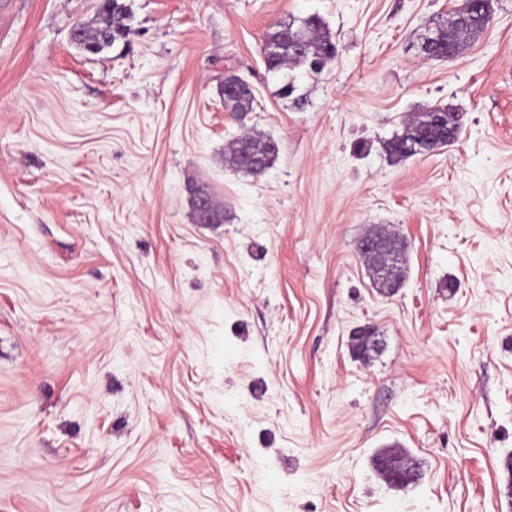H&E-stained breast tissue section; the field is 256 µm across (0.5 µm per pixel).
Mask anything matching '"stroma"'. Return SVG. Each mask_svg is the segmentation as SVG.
I'll use <instances>...</instances> for the list:
<instances>
[{"label": "stroma", "mask_w": 512, "mask_h": 512, "mask_svg": "<svg viewBox=\"0 0 512 512\" xmlns=\"http://www.w3.org/2000/svg\"><path fill=\"white\" fill-rule=\"evenodd\" d=\"M123 2L92 55L98 0H0V512H512V0L448 60L419 36L462 0ZM311 15L338 54L298 110L261 47ZM435 105L458 141L392 161ZM245 131L277 144L262 176L224 159ZM107 3L109 7H105L102 3L97 8V14L94 18L87 21H79L74 26L73 42L83 48L95 45L98 53L112 47L117 41L113 40L116 32L124 30L125 35L128 33L129 13L126 5L120 3L119 0H101ZM107 1V2H105ZM112 35V42L110 38ZM227 80L234 85L235 92L232 96L224 100V106L229 112H250L254 109L256 97L250 84L241 78L236 81L234 77L229 76ZM228 84L224 78V91L230 92L232 85ZM195 221L198 224H217L220 215L206 191L195 196ZM402 238L394 233H368L360 243V252L365 258L370 272L380 277V290L394 294L399 288L401 275L405 278L404 267L401 274L402 256L400 242ZM376 470L391 485H409L419 481L418 468L402 453L387 451L376 462Z\"/></svg>", "instance_id": "35a3bbf8"}]
</instances>
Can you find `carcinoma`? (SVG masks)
Instances as JSON below:
<instances>
[{
  "label": "carcinoma",
  "instance_id": "cac0c4a2",
  "mask_svg": "<svg viewBox=\"0 0 512 512\" xmlns=\"http://www.w3.org/2000/svg\"><path fill=\"white\" fill-rule=\"evenodd\" d=\"M107 2L106 6L102 4L98 6L94 18L79 21L73 26L74 37L72 40L76 45L83 49L94 45L101 53L112 47L111 36L118 31L128 30L129 13L126 5L120 3L119 0H107ZM278 27H287L300 34L301 53L297 55L275 52L268 55L264 57L266 70L273 74H283L285 80L282 87L283 95L292 98V105L300 110L305 105V97L293 96V92L288 90V82L296 79L295 71L299 69L305 70L308 74L321 73L327 63L333 60L330 49L335 45V40L326 30L322 20L315 15L297 22L293 20L287 23L283 22L278 24ZM481 31L482 28L478 26L450 32L446 21L430 29V32L438 39V48L441 49L449 44L456 54L463 50ZM228 81L234 85L235 92L224 100L225 108L230 112L253 111L256 97L250 84L243 79L237 81L232 76L228 77ZM450 111L451 108L447 106L427 108L405 125L402 134L385 143L386 152L394 160L401 161L435 149L438 143L448 137V127L436 124L433 121V116L438 112L448 113ZM243 143L248 144L252 150L261 154L267 166L273 165L278 153V147L274 141L246 133L233 142L232 147L229 148V154L235 155Z\"/></svg>",
  "mask_w": 512,
  "mask_h": 512
}]
</instances>
